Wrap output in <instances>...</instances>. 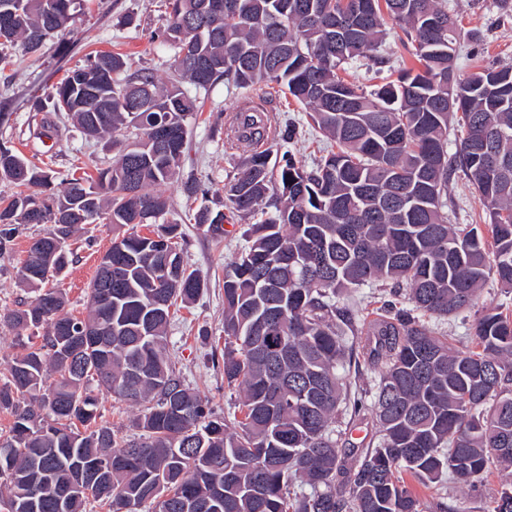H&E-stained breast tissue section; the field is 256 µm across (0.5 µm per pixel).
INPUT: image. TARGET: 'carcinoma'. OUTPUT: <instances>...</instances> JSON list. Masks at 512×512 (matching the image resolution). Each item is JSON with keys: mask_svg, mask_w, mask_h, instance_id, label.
<instances>
[{"mask_svg": "<svg viewBox=\"0 0 512 512\" xmlns=\"http://www.w3.org/2000/svg\"><path fill=\"white\" fill-rule=\"evenodd\" d=\"M158 36L175 49L163 85L130 70L119 53H97L36 98L102 138L133 129L97 175L53 176L0 143V179L21 188L0 200V253L19 224H45L17 271L38 291L6 321L45 329L14 357L0 384L11 413L0 438V504L6 512H423L405 472L425 486L448 476L470 487L512 467V313L476 309L486 280L512 291V68L461 76V30L446 0H360L364 9L336 40L341 0H166ZM79 0H0L2 45L38 52L68 28ZM399 29L415 65L368 90L342 76ZM262 91L287 88L331 149L308 168L289 152L296 128L269 132L265 99L235 111L224 141L241 151L224 185L229 212L205 208L197 223L224 234L227 214L262 218L224 266V384L241 392L233 421L216 416L172 367L164 343L171 308L199 295L174 239L178 224L155 187L172 180L186 145L193 100L178 85L219 80ZM460 137L448 153L451 119ZM169 138L170 149L157 143ZM498 161L486 173L488 158ZM459 173L489 215L452 224L448 179ZM267 203L271 211L261 210ZM112 225V245L90 283L87 313L62 315L64 293L39 289L71 262L67 240L81 224ZM142 225L141 235L124 227ZM405 291L414 310H474L471 349L456 352L396 303L372 319L336 296L375 281ZM365 331L377 367L348 403L338 373L354 356L346 333ZM144 406L141 433L119 437L96 423L91 382ZM379 427L366 450L348 442L365 399ZM349 420H344L345 415ZM306 485L310 492L298 490ZM488 512H512V484Z\"/></svg>", "mask_w": 512, "mask_h": 512, "instance_id": "1", "label": "carcinoma"}]
</instances>
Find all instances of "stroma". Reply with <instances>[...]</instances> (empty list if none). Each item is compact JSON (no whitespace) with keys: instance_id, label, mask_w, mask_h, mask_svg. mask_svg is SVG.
Returning <instances> with one entry per match:
<instances>
[{"instance_id":"35a3bbf8","label":"stroma","mask_w":512,"mask_h":512,"mask_svg":"<svg viewBox=\"0 0 512 512\" xmlns=\"http://www.w3.org/2000/svg\"><path fill=\"white\" fill-rule=\"evenodd\" d=\"M70 26L47 40L39 53L30 55L21 48L9 50L10 64L0 71V142L12 145L28 160L54 174L82 173L99 164L108 165L117 156L111 138H90L75 128L67 113H58L57 136L41 133V113L33 111L30 100L60 81L70 70L83 65L97 51L131 56L153 69L160 83H170L169 59L172 48L160 47L152 37L159 25L162 0H83ZM464 38L459 48L457 67L468 73L493 64L512 65V6L500 0H448ZM267 108L274 123L296 125L298 141L291 150L305 164L320 157L327 140L314 129L306 112L277 84H270ZM200 112L187 127L186 149L178 176L162 185L171 207L168 221L178 223L185 236L184 259L199 271L204 287L197 299L177 304L172 309L167 333V351L184 382L209 400L216 413L232 416L235 400L224 385V267L245 247L243 220L225 224L224 234L216 238L206 226L194 220L202 207L220 209L224 185L239 162L238 151L224 145V127L235 109L252 95L251 90L217 83L209 90H192ZM197 180L202 193L187 196L184 184ZM448 215L455 224H487L488 217L473 190L459 177L448 181ZM40 226L28 225L15 237L7 252L0 253V315L20 308L34 297L23 287L16 270L26 257L31 238ZM112 242V228L88 224L69 242L74 261L51 278L50 287L62 289L68 299L65 312L81 316L87 305L88 287ZM512 473L493 472L477 487L454 482L429 488L416 486L425 512H434L445 502L455 512H485Z\"/></svg>"}]
</instances>
